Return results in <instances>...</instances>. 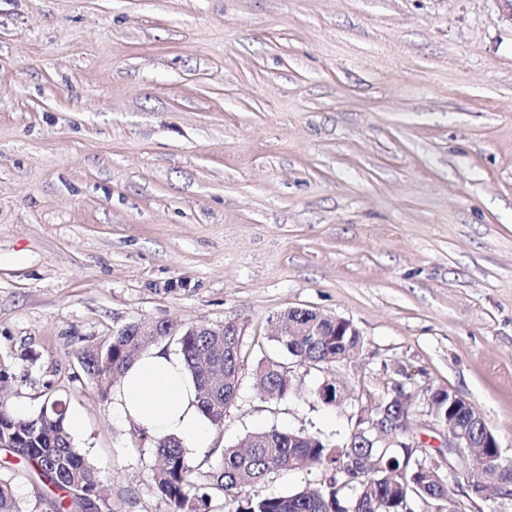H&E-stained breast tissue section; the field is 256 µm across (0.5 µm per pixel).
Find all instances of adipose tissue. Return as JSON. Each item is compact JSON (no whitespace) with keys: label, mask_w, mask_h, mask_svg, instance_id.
Wrapping results in <instances>:
<instances>
[{"label":"adipose tissue","mask_w":512,"mask_h":512,"mask_svg":"<svg viewBox=\"0 0 512 512\" xmlns=\"http://www.w3.org/2000/svg\"><path fill=\"white\" fill-rule=\"evenodd\" d=\"M112 416L152 435L172 436L188 448L212 444L194 382L180 353L166 347L144 351L111 390Z\"/></svg>","instance_id":"obj_1"}]
</instances>
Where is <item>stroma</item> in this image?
<instances>
[{
  "mask_svg": "<svg viewBox=\"0 0 512 512\" xmlns=\"http://www.w3.org/2000/svg\"><path fill=\"white\" fill-rule=\"evenodd\" d=\"M291 307L363 347L268 400L253 370ZM227 320L246 358L198 486L258 430L344 445L396 382L458 392L512 457L506 0H0V400L81 415L99 512H169L79 358L133 321ZM0 477L49 512L20 455Z\"/></svg>",
  "mask_w": 512,
  "mask_h": 512,
  "instance_id": "stroma-1",
  "label": "stroma"
}]
</instances>
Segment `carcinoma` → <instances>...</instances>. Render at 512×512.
<instances>
[{"mask_svg": "<svg viewBox=\"0 0 512 512\" xmlns=\"http://www.w3.org/2000/svg\"><path fill=\"white\" fill-rule=\"evenodd\" d=\"M302 320L293 312L281 316L278 335L274 336L292 360L322 362L336 353L354 349L357 336H338L333 327L321 328L314 336H292L288 321ZM230 326L215 330V335L196 333L181 326L173 341L194 379L200 409L211 426L220 429L231 404L228 400L239 386L245 355L234 357L224 352V344L236 337L226 335ZM159 336H135L125 326L112 333L111 339L96 352L80 357L81 370L102 396H107L115 377ZM256 385L272 400L290 395L288 364L265 359L256 365ZM440 408L442 423L461 418V412L449 411L450 396L432 391ZM373 406L390 402L401 410L411 406V396L395 390L389 397L369 393ZM68 406L59 399L47 398L46 408L36 415L18 417L9 410L0 411V433L13 438L14 452L24 457L38 478L60 491L49 503L55 512H76L83 499L101 500L100 480L94 474L82 450L77 448L66 425ZM475 467L466 474L471 485L485 484L484 476L497 474L502 491L512 488V458L502 449L489 448L483 432L471 433ZM155 463L152 480L169 501L171 512H209V495L200 491L193 480L188 450L171 436H153ZM317 468L323 479L314 488H303L281 495L258 496L244 491L246 484H260L276 471ZM211 486L224 493L230 512H453L448 501V475L436 471L422 473L419 465L403 460L394 451L376 448L368 439L353 438L342 447L303 432L276 428L249 435L243 448L227 447L222 460L211 474ZM0 512H22L11 482L0 479Z\"/></svg>", "mask_w": 512, "mask_h": 512, "instance_id": "carcinoma-1", "label": "carcinoma"}]
</instances>
